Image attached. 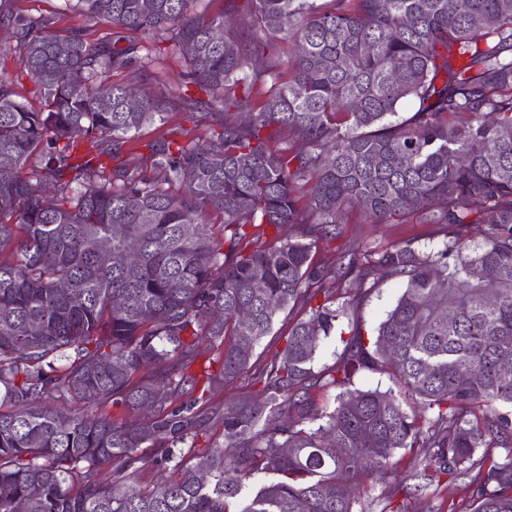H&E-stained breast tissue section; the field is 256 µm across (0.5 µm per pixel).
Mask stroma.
<instances>
[{
  "label": "stroma",
  "instance_id": "obj_1",
  "mask_svg": "<svg viewBox=\"0 0 512 512\" xmlns=\"http://www.w3.org/2000/svg\"><path fill=\"white\" fill-rule=\"evenodd\" d=\"M10 7L14 14L20 16L51 19L53 30L81 31L91 43L109 42L118 36L115 27L86 17L74 8L71 0H10ZM185 72L183 58L175 56L173 52H165L151 68L144 86L154 94L178 95ZM0 80L13 83L28 105L39 106L37 86L23 70L22 51L8 35L0 37ZM166 129L183 131L192 137L206 132L204 124L189 121L186 113L174 110L169 113L165 125H147L133 135L131 142L125 146L129 157L148 154L149 144ZM439 240L434 225L413 222L372 224L362 213L353 210L345 218L341 237L319 246L315 260L332 267L338 264L340 255L348 248L379 250L393 243H403L423 249ZM402 291L403 282L397 277L386 278L377 284L357 307L340 320L337 335L321 342L313 364L314 371L327 370L336 365L345 353L344 340L351 336L354 328L360 327L366 334H373ZM473 499V488L468 481L436 473L432 476L427 495L415 500L413 508L414 512H468Z\"/></svg>",
  "mask_w": 512,
  "mask_h": 512
}]
</instances>
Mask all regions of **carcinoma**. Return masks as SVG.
Segmentation results:
<instances>
[{"mask_svg": "<svg viewBox=\"0 0 512 512\" xmlns=\"http://www.w3.org/2000/svg\"><path fill=\"white\" fill-rule=\"evenodd\" d=\"M75 2L178 48L187 82L130 111L136 87L105 76L155 57L0 0L42 98L35 109L0 81V512L18 499L26 512H228L259 473L271 479L241 512H365L368 484L392 481L405 493L392 512H408L428 473L399 476L402 449L468 479L471 512H512V0H225L216 15L196 0ZM277 40L286 59L260 56ZM175 104L208 136L169 131L140 166L122 162L130 134ZM108 141L115 166L81 160ZM354 208L433 224L442 245L318 265ZM116 224L128 265L96 247ZM385 276L404 288L375 337L356 330L337 366L313 372L321 341ZM287 310L283 352L256 395L224 407L200 480L183 455L213 419L199 402L247 372ZM203 345L218 369L199 375ZM364 370L399 393L353 387ZM317 388L339 390L332 410ZM141 448L165 480L137 481Z\"/></svg>", "mask_w": 512, "mask_h": 512, "instance_id": "cac0c4a2", "label": "carcinoma"}]
</instances>
